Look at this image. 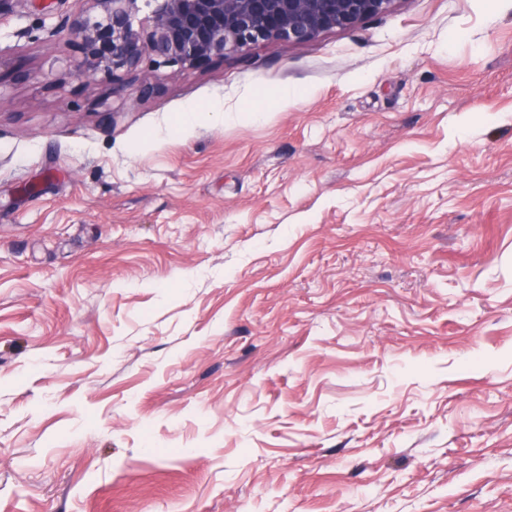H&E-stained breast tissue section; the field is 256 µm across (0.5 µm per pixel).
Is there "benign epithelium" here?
<instances>
[{
  "instance_id": "7a95c632",
  "label": "benign epithelium",
  "mask_w": 512,
  "mask_h": 512,
  "mask_svg": "<svg viewBox=\"0 0 512 512\" xmlns=\"http://www.w3.org/2000/svg\"><path fill=\"white\" fill-rule=\"evenodd\" d=\"M156 2L149 24H135L139 0H86L89 9L66 16L51 32L79 47L80 74H130L150 90L146 59L195 66L262 42L311 41L331 30L354 29L389 12L395 0H146Z\"/></svg>"
}]
</instances>
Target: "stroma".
Listing matches in <instances>:
<instances>
[{
    "label": "stroma",
    "instance_id": "obj_1",
    "mask_svg": "<svg viewBox=\"0 0 512 512\" xmlns=\"http://www.w3.org/2000/svg\"><path fill=\"white\" fill-rule=\"evenodd\" d=\"M86 7L0 18V512H512V0L146 96Z\"/></svg>",
    "mask_w": 512,
    "mask_h": 512
}]
</instances>
